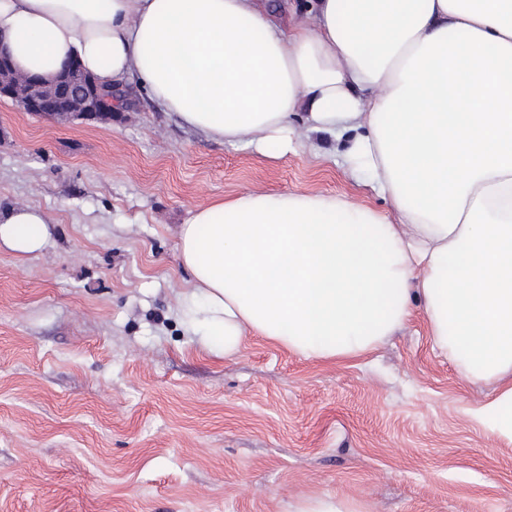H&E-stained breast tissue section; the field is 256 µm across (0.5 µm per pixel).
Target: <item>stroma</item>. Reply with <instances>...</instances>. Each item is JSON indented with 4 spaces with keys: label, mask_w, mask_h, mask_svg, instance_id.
<instances>
[{
    "label": "stroma",
    "mask_w": 512,
    "mask_h": 512,
    "mask_svg": "<svg viewBox=\"0 0 512 512\" xmlns=\"http://www.w3.org/2000/svg\"><path fill=\"white\" fill-rule=\"evenodd\" d=\"M111 123L0 100V211L51 239L0 251V512H512L495 396L433 344L422 312L362 359L319 363L259 336L224 357L185 326L190 210L255 187L389 201L304 149L205 139L134 82ZM49 225L39 209L27 205H17L2 215L0 212V249L20 258L37 254L49 242ZM292 509V512H353L334 496L302 498L295 502Z\"/></svg>",
    "instance_id": "obj_1"
}]
</instances>
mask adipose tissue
<instances>
[{"label":"adipose tissue","mask_w":512,"mask_h":512,"mask_svg":"<svg viewBox=\"0 0 512 512\" xmlns=\"http://www.w3.org/2000/svg\"><path fill=\"white\" fill-rule=\"evenodd\" d=\"M0 0L16 66L77 59L137 81L189 128L266 156L295 150L293 116L340 142L345 173L388 198L248 189L191 210L180 297L230 357L248 335L307 360L376 350L421 308L474 411L512 438V0ZM47 217L0 213V249L39 253Z\"/></svg>","instance_id":"ef3b65f1"}]
</instances>
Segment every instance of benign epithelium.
Returning a JSON list of instances; mask_svg holds the SVG:
<instances>
[{"label": "benign epithelium", "instance_id": "obj_1", "mask_svg": "<svg viewBox=\"0 0 512 512\" xmlns=\"http://www.w3.org/2000/svg\"><path fill=\"white\" fill-rule=\"evenodd\" d=\"M124 87H105L69 61L51 79L18 71L7 46L0 42V98L24 111L60 122L77 119L112 122V113L125 106Z\"/></svg>", "mask_w": 512, "mask_h": 512}]
</instances>
